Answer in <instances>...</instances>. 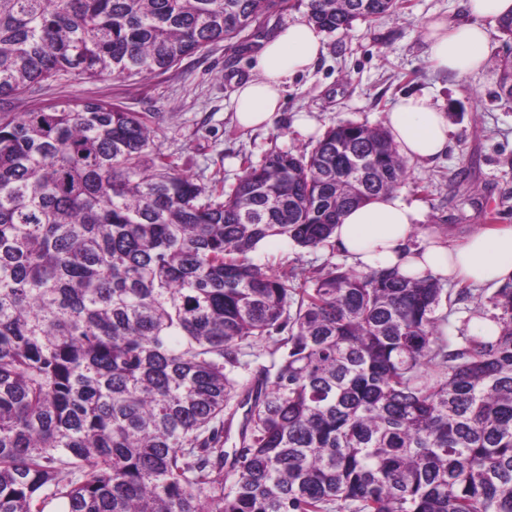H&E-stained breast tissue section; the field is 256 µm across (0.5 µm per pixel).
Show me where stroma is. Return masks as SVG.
I'll return each mask as SVG.
<instances>
[{
    "label": "stroma",
    "instance_id": "1",
    "mask_svg": "<svg viewBox=\"0 0 512 512\" xmlns=\"http://www.w3.org/2000/svg\"><path fill=\"white\" fill-rule=\"evenodd\" d=\"M432 16L465 20L462 0H404L396 13L357 24L348 35L328 33L325 51L309 72L296 75L273 124L250 131L234 120L233 93L253 73L266 37L304 20L301 9L273 12L238 39L218 42L146 78L88 81L75 76L16 95L1 109L26 112L64 102L110 101L129 112L154 116L157 144L197 183L223 179L233 185L244 161L259 164L274 150L315 143L340 121L383 125L385 114L405 95L430 96L448 116L447 154L407 166L404 193L418 201L424 220L418 234L436 231L457 243L483 226L512 224V101L497 96L499 59L512 56V40L490 25L485 67L475 76L435 71L428 60L424 22ZM267 269L298 267L315 276L327 263L349 267L336 247L264 245L256 255ZM494 286L472 288L443 325L444 335L466 331L492 316Z\"/></svg>",
    "mask_w": 512,
    "mask_h": 512
}]
</instances>
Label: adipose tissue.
Segmentation results:
<instances>
[{"label":"adipose tissue","instance_id":"obj_1","mask_svg":"<svg viewBox=\"0 0 512 512\" xmlns=\"http://www.w3.org/2000/svg\"><path fill=\"white\" fill-rule=\"evenodd\" d=\"M465 8L469 21L452 23L439 17L425 24L433 69L460 77L481 72L487 59L486 22L511 14L512 0H466ZM324 50L322 32L307 21L289 24L265 42L257 56L256 76L234 93L238 123L247 128L270 126L289 77L308 71ZM386 125L408 161L429 162L448 149V118L428 97L399 99ZM422 220L419 204L405 193L384 194L347 212L332 241L363 272L395 269L405 276L474 285L512 280V224L476 230L453 245L431 234L411 246Z\"/></svg>","mask_w":512,"mask_h":512}]
</instances>
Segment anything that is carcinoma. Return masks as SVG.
Instances as JSON below:
<instances>
[{"label": "carcinoma", "instance_id": "1", "mask_svg": "<svg viewBox=\"0 0 512 512\" xmlns=\"http://www.w3.org/2000/svg\"><path fill=\"white\" fill-rule=\"evenodd\" d=\"M284 3L0 0V103L165 72ZM297 3L343 34L398 7ZM155 138L105 100L0 112V512H512V283L490 298L498 335L457 342L438 311L466 289L254 262L268 241L326 246L402 187L388 131L341 122L228 192ZM272 348V341L262 342L257 345H254V347L251 350L250 356L244 357V361H248L250 365L248 367H239L236 370V374L239 378L245 379L248 378L252 371L257 369L261 364L263 365H269V356L268 352Z\"/></svg>", "mask_w": 512, "mask_h": 512}]
</instances>
